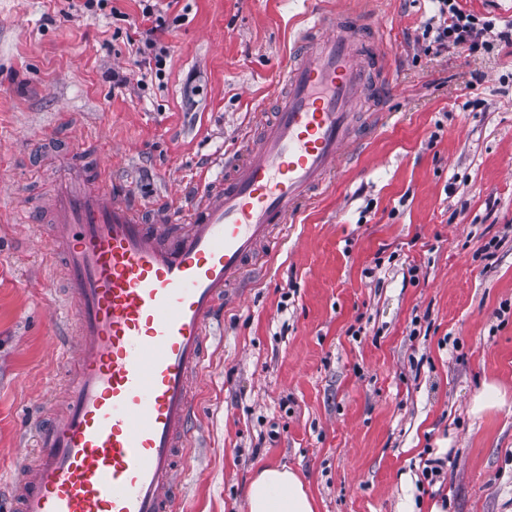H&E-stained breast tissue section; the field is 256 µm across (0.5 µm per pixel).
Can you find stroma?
<instances>
[{"instance_id": "35a3bbf8", "label": "stroma", "mask_w": 512, "mask_h": 512, "mask_svg": "<svg viewBox=\"0 0 512 512\" xmlns=\"http://www.w3.org/2000/svg\"><path fill=\"white\" fill-rule=\"evenodd\" d=\"M83 3L0 0V502L75 369L50 227L17 219L52 194L57 155L147 204L182 196L257 134L303 19L346 10L386 38L394 90L360 109L387 123L226 302L178 509L245 512L256 471L284 466L316 512H512V42L426 50L431 0H178L159 71L122 88L139 4ZM489 381L504 398L473 414Z\"/></svg>"}]
</instances>
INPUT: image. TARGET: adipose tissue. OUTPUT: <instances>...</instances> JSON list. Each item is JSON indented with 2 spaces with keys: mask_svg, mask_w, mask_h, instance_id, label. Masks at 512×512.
Returning a JSON list of instances; mask_svg holds the SVG:
<instances>
[{
  "mask_svg": "<svg viewBox=\"0 0 512 512\" xmlns=\"http://www.w3.org/2000/svg\"><path fill=\"white\" fill-rule=\"evenodd\" d=\"M315 504L299 475L285 467H264L246 493V512H314Z\"/></svg>",
  "mask_w": 512,
  "mask_h": 512,
  "instance_id": "obj_1",
  "label": "adipose tissue"
}]
</instances>
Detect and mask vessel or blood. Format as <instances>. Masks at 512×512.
I'll return each instance as SVG.
<instances>
[{
	"mask_svg": "<svg viewBox=\"0 0 512 512\" xmlns=\"http://www.w3.org/2000/svg\"><path fill=\"white\" fill-rule=\"evenodd\" d=\"M384 50L349 15L309 17L277 112L187 208L138 205L130 185L68 167L45 206L63 257L79 355L66 407L35 429L19 512H176L194 395L226 294L358 143V107Z\"/></svg>",
	"mask_w": 512,
	"mask_h": 512,
	"instance_id": "obj_1",
	"label": "vessel or blood"
}]
</instances>
